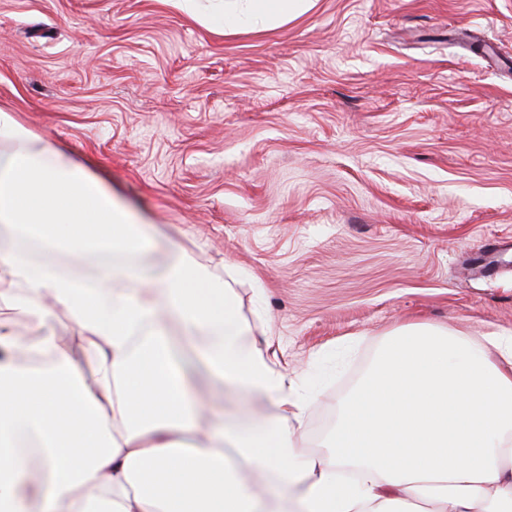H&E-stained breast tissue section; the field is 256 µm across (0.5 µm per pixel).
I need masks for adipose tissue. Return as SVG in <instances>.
I'll list each match as a JSON object with an SVG mask.
<instances>
[{
  "instance_id": "1",
  "label": "adipose tissue",
  "mask_w": 512,
  "mask_h": 512,
  "mask_svg": "<svg viewBox=\"0 0 512 512\" xmlns=\"http://www.w3.org/2000/svg\"><path fill=\"white\" fill-rule=\"evenodd\" d=\"M311 0H224L206 22L264 30ZM0 512H512V336L395 330L330 451L296 445L310 400L254 339L229 283L176 246L152 266V227L104 179L0 109ZM127 257L90 278L58 253ZM62 308L76 340L58 336ZM178 325L229 393L271 401V425L199 429L170 361ZM147 335L139 350L130 339ZM495 356H488L486 345ZM193 436L184 449V436ZM243 460L235 465L223 447ZM356 477L345 482L344 468Z\"/></svg>"
}]
</instances>
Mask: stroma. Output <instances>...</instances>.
<instances>
[{
	"label": "stroma",
	"instance_id": "35a3bbf8",
	"mask_svg": "<svg viewBox=\"0 0 512 512\" xmlns=\"http://www.w3.org/2000/svg\"><path fill=\"white\" fill-rule=\"evenodd\" d=\"M0 107L200 263H233L332 429L388 335H512V0H314L214 31L168 0H0ZM173 364L225 397L179 331Z\"/></svg>",
	"mask_w": 512,
	"mask_h": 512
}]
</instances>
